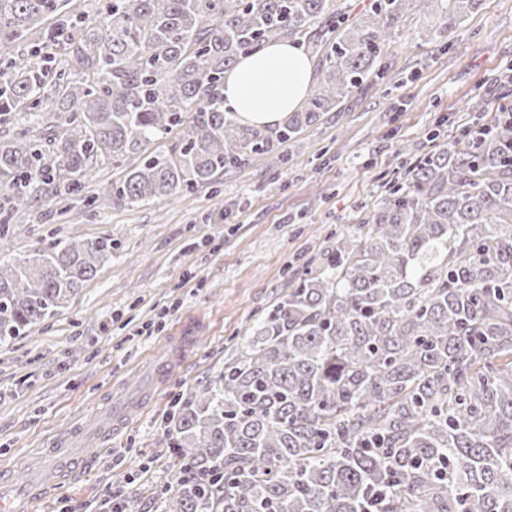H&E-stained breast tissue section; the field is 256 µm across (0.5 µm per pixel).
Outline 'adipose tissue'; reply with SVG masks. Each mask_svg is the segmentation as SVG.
I'll return each mask as SVG.
<instances>
[{
    "instance_id": "ef3b65f1",
    "label": "adipose tissue",
    "mask_w": 512,
    "mask_h": 512,
    "mask_svg": "<svg viewBox=\"0 0 512 512\" xmlns=\"http://www.w3.org/2000/svg\"><path fill=\"white\" fill-rule=\"evenodd\" d=\"M313 76L309 58L296 44L283 41L241 58L224 75V102L249 126L281 123L308 95Z\"/></svg>"
}]
</instances>
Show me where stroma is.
Instances as JSON below:
<instances>
[{
  "mask_svg": "<svg viewBox=\"0 0 512 512\" xmlns=\"http://www.w3.org/2000/svg\"><path fill=\"white\" fill-rule=\"evenodd\" d=\"M380 63L382 80L283 146L279 174L260 159L224 172L213 189L93 210L79 197L65 218L37 205L16 216L1 265L70 236L111 238L112 255L59 314L0 345V470L31 481L56 441L108 424L116 402L138 403L109 444L84 446L89 466L68 471L29 512H113L118 495L138 512H162L177 484L176 399L219 386L225 360L302 257L361 223L402 165L480 122L471 103L494 107L512 94L498 82L512 66V0H483L452 28L434 0H417ZM190 270L197 277L188 282ZM170 307L163 333L139 335ZM189 320L197 341L172 349L169 336Z\"/></svg>",
  "mask_w": 512,
  "mask_h": 512,
  "instance_id": "stroma-1",
  "label": "stroma"
}]
</instances>
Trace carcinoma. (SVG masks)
I'll use <instances>...</instances> for the list:
<instances>
[{
    "label": "carcinoma",
    "instance_id": "carcinoma-1",
    "mask_svg": "<svg viewBox=\"0 0 512 512\" xmlns=\"http://www.w3.org/2000/svg\"><path fill=\"white\" fill-rule=\"evenodd\" d=\"M0 0V207L54 211L101 160L123 179L102 208L211 186L280 147L380 76L415 0ZM448 26L480 0H433ZM54 21V26L45 23ZM35 43L17 60L14 48ZM291 38L317 58L303 108L238 125L224 72ZM499 105L398 176L336 235L224 363L221 385L173 415L192 477L164 512H512V120ZM179 131L168 155L149 151ZM112 254L68 238L0 266V343L55 316Z\"/></svg>",
    "mask_w": 512,
    "mask_h": 512
}]
</instances>
